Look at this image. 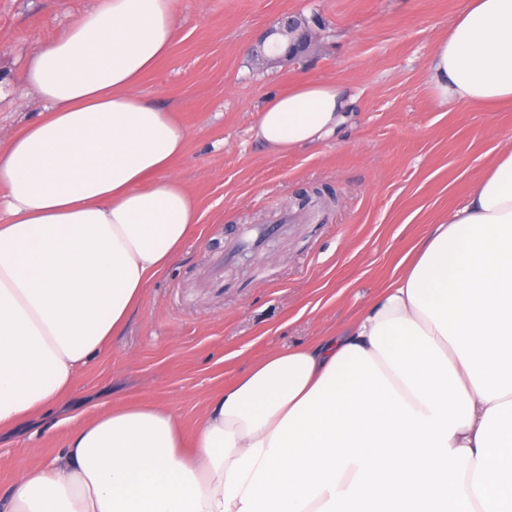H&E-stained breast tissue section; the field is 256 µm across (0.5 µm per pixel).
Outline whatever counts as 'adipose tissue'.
Segmentation results:
<instances>
[{
  "label": "adipose tissue",
  "mask_w": 512,
  "mask_h": 512,
  "mask_svg": "<svg viewBox=\"0 0 512 512\" xmlns=\"http://www.w3.org/2000/svg\"><path fill=\"white\" fill-rule=\"evenodd\" d=\"M181 0H97L40 44L38 119L0 143V440L66 406L200 215L172 173L188 129L137 89ZM446 101L512 105V0H465L433 50ZM354 97L301 80L253 131L333 139ZM344 329L269 351L205 398L192 436L151 400L97 403L0 512H512V143Z\"/></svg>",
  "instance_id": "1"
}]
</instances>
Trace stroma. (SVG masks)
<instances>
[{"instance_id":"35a3bbf8","label":"stroma","mask_w":512,"mask_h":512,"mask_svg":"<svg viewBox=\"0 0 512 512\" xmlns=\"http://www.w3.org/2000/svg\"><path fill=\"white\" fill-rule=\"evenodd\" d=\"M93 0H0V141L44 103L23 79L38 43L61 36ZM464 0H182L170 54L139 92L190 132L173 167L201 221L184 254L146 288L110 353L75 379L67 413L95 401L157 400L194 430L206 393L268 351L347 325L402 257L462 204L512 138V106L444 103L428 65ZM319 22L315 53L256 67L249 48L280 17ZM329 81L356 96L336 139L270 154L250 128L294 81ZM287 224L258 249L243 224ZM224 264L213 285L212 261ZM65 426L0 445V491L27 462L50 463Z\"/></svg>"}]
</instances>
